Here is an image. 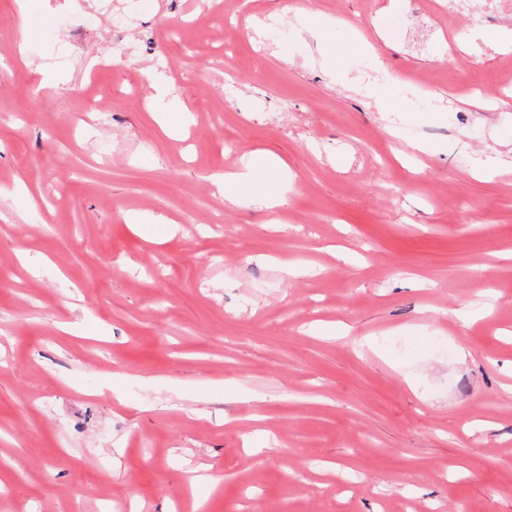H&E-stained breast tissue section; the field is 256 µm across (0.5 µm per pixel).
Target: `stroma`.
Returning <instances> with one entry per match:
<instances>
[{
    "instance_id": "stroma-1",
    "label": "stroma",
    "mask_w": 512,
    "mask_h": 512,
    "mask_svg": "<svg viewBox=\"0 0 512 512\" xmlns=\"http://www.w3.org/2000/svg\"><path fill=\"white\" fill-rule=\"evenodd\" d=\"M487 2L0 0V512H512ZM287 175L288 170L278 159L268 158L259 164L250 158L240 163L238 171L221 174L220 181L224 185L218 184V187L222 190L231 184L248 185L251 191L246 196L227 194L224 190L225 201L233 205L257 204L267 211H273L286 203L279 184Z\"/></svg>"
}]
</instances>
